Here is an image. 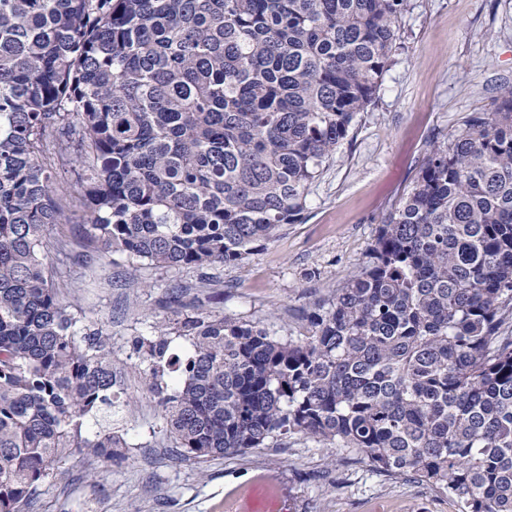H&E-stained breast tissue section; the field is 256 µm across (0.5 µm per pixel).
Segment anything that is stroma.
Returning a JSON list of instances; mask_svg holds the SVG:
<instances>
[{
    "label": "stroma",
    "instance_id": "stroma-1",
    "mask_svg": "<svg viewBox=\"0 0 512 512\" xmlns=\"http://www.w3.org/2000/svg\"><path fill=\"white\" fill-rule=\"evenodd\" d=\"M512 82V0H411L376 98L361 113L329 169L310 188L300 220L234 264L210 271L144 268L123 256L84 269L53 255L76 281L70 296L87 322L112 337L124 367L110 417L125 456L74 455L40 488L30 512H246L263 488L286 512H456L428 486L374 470L355 453L301 435L199 465L164 430L160 397L148 389L134 349L154 321L197 314L242 318L293 340L310 335L300 312L326 299L367 261L383 217L413 187L434 143L460 131Z\"/></svg>",
    "mask_w": 512,
    "mask_h": 512
}]
</instances>
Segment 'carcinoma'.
<instances>
[{
    "mask_svg": "<svg viewBox=\"0 0 512 512\" xmlns=\"http://www.w3.org/2000/svg\"><path fill=\"white\" fill-rule=\"evenodd\" d=\"M409 2L0 0V512H26L73 449L126 447L89 428L121 371L50 248L202 283L252 254L372 103ZM306 318L292 340L188 317L186 356L165 320L137 340L181 457L301 434L457 512H512L511 82L432 147L369 260Z\"/></svg>",
    "mask_w": 512,
    "mask_h": 512,
    "instance_id": "obj_1",
    "label": "carcinoma"
}]
</instances>
